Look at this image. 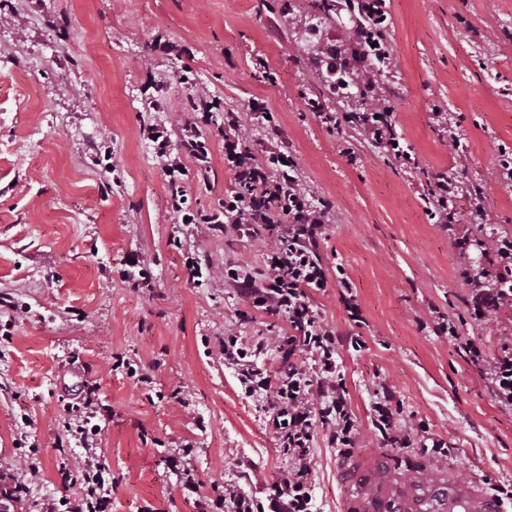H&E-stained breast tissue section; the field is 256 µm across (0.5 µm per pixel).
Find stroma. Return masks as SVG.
<instances>
[{
  "label": "stroma",
  "instance_id": "35a3bbf8",
  "mask_svg": "<svg viewBox=\"0 0 512 512\" xmlns=\"http://www.w3.org/2000/svg\"><path fill=\"white\" fill-rule=\"evenodd\" d=\"M388 12L394 64L379 92L419 160L411 170L309 109L312 98L329 112L361 107L357 96L331 93L307 60L319 43L310 27L333 33L347 22L323 18L310 0H0V462L18 464L33 444L41 461L22 512L67 494L58 466L77 464L80 450L63 416L87 389L111 410L102 452L116 480L112 512H196L168 463L187 443L204 493L233 481L262 499L288 468L262 402L242 394L219 353L228 333L272 343L288 331L285 316L251 307L224 281L228 263L264 277L267 245L175 223L162 162L141 134L182 121L199 92L222 109L203 128L208 182H184L192 210L213 212L237 187L218 131L226 111L239 112L248 143L274 144L249 110L256 98L328 207L319 252L348 278L365 322L349 320L336 286L310 298L339 341L357 449L380 445L371 406L384 382L401 406L397 429L422 423L447 442L448 457L424 459L428 468L512 484V409L433 333L443 316L493 353L512 344V308L486 324L470 319V288L423 200L433 177L448 173L462 186L457 223L477 237L512 232V187L497 175L512 155V0H389ZM437 110L451 118L460 152ZM191 252L212 268L203 283L188 279ZM133 258L150 274L139 288L121 277ZM354 336L363 348H352ZM120 356L152 384L115 368ZM338 462L317 427L318 512H341Z\"/></svg>",
  "mask_w": 512,
  "mask_h": 512
}]
</instances>
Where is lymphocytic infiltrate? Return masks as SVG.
Here are the masks:
<instances>
[{
	"label": "lymphocytic infiltrate",
	"mask_w": 512,
	"mask_h": 512,
	"mask_svg": "<svg viewBox=\"0 0 512 512\" xmlns=\"http://www.w3.org/2000/svg\"><path fill=\"white\" fill-rule=\"evenodd\" d=\"M335 2L337 12L346 14L349 24L343 33L327 35L323 73L342 92L357 86L356 79L343 68L351 43L362 44L372 71H379L386 58L381 45L387 0ZM213 107L207 94H199L191 106V117L176 131L152 126L145 128L143 134L163 162L171 191L170 207L178 223L203 224L212 232L273 241L266 255L268 272L263 279L230 265L224 269V280L254 307L287 316L290 331L278 337L276 348L288 369L273 376L258 366L255 357L266 346L262 340L247 347L239 336L228 334L219 351L225 362L234 367L242 392L265 399L268 424L280 440L289 467L261 502L232 483L213 494H200L189 466L177 457L170 458L169 464L180 475V490L195 494L197 512H314L311 454L317 425L327 426L328 442L342 456L350 454L358 435L336 365V341L320 325L308 295L309 289L328 286L318 252L326 211L297 175L287 143L258 151L242 137L239 114L228 111L224 114V162L240 188L226 194L215 212H191L186 206L182 181L189 169H196L201 177L210 169V149L201 138L200 127L210 123ZM392 112L391 106L377 98L366 112L345 113L343 120L355 124L369 141L384 146L394 160L405 166L412 163L413 157L400 143ZM457 192L448 176L437 175L430 191V213L446 229L448 241L461 261H470L475 252L484 261L480 276L473 281L468 304L482 321L489 322L504 308L512 307V237L491 235L477 239L454 224ZM462 351L479 369L496 401L511 408L512 346H502L499 353L491 356L473 337L464 342ZM303 357L314 361L316 372L299 366ZM77 408L80 417L71 436L83 454L77 470L64 467L60 474L63 482L79 485L80 490L62 501L46 500L42 512H107L112 503V472L101 452L102 434L93 424L99 405L86 392L79 396ZM372 411L373 428L384 446L404 450L422 444L418 429H396L395 419L401 408L390 387H381Z\"/></svg>",
	"instance_id": "obj_1"
}]
</instances>
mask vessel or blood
Returning <instances> with one entry per match:
<instances>
[{
    "instance_id": "obj_1",
    "label": "vessel or blood",
    "mask_w": 512,
    "mask_h": 512,
    "mask_svg": "<svg viewBox=\"0 0 512 512\" xmlns=\"http://www.w3.org/2000/svg\"><path fill=\"white\" fill-rule=\"evenodd\" d=\"M342 512H507L502 500L452 471L397 466L373 450L345 458Z\"/></svg>"
}]
</instances>
